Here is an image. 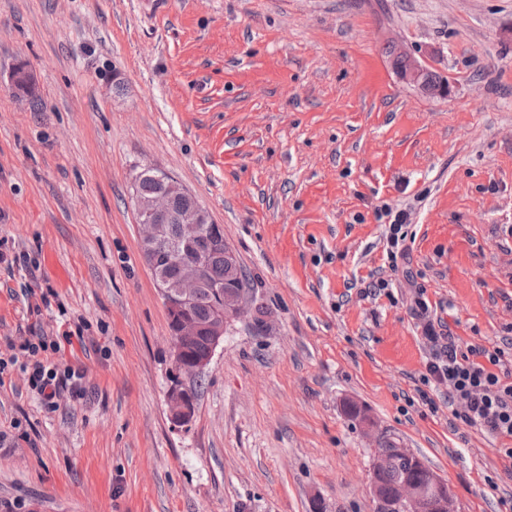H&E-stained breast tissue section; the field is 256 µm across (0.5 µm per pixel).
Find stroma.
Listing matches in <instances>:
<instances>
[{"label":"stroma","instance_id":"35a3bbf8","mask_svg":"<svg viewBox=\"0 0 512 512\" xmlns=\"http://www.w3.org/2000/svg\"><path fill=\"white\" fill-rule=\"evenodd\" d=\"M392 41L449 94L400 79ZM21 66L41 111L12 89ZM147 167L250 283L179 430L132 199ZM384 207L412 241L394 269ZM510 225L512 0H0V252L36 266L0 264V358L79 330L43 358L88 368L50 408L19 366L0 375V512H374L383 436L459 512H512L499 441L417 401L412 311L419 287L463 342L511 336ZM381 278L391 297H365Z\"/></svg>","mask_w":512,"mask_h":512}]
</instances>
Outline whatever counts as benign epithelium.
Here are the masks:
<instances>
[{"label": "benign epithelium", "mask_w": 512, "mask_h": 512, "mask_svg": "<svg viewBox=\"0 0 512 512\" xmlns=\"http://www.w3.org/2000/svg\"><path fill=\"white\" fill-rule=\"evenodd\" d=\"M403 81L418 87L431 98H442L447 94L446 86L434 83L428 75V68L413 56L410 57ZM13 85L19 94L28 96L33 92L30 75L23 67L16 71ZM143 174L160 181L162 188L148 197L133 196L142 252L149 253L156 241L162 237V221L173 218L180 225V237L170 256V261L175 262L181 249L202 246L205 224L209 223L207 213L175 178L153 168L144 169ZM176 197L186 200L185 207L178 213L172 211V201ZM203 267L204 258L201 257L194 264L180 266L179 275L172 279L164 276L157 265L149 264L167 314L175 323L174 355L171 382L167 391V408L171 425L178 429L190 426L195 418L196 401L190 393L192 383L206 373L217 347L224 340V333L228 327L248 312L243 300L227 298L224 289H214L215 313L208 327L211 349L203 357L187 358L179 346V340L197 336L203 330V326L189 314L200 289L206 287L202 277ZM386 468L387 464L381 452H375L370 493L376 501V512H426V492L414 484L408 486V491L403 493L398 502L392 503L387 499L382 493L380 481V476ZM432 490L435 512H457L453 493L447 482L437 474L432 478Z\"/></svg>", "instance_id": "obj_1"}]
</instances>
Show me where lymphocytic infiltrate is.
Wrapping results in <instances>:
<instances>
[{
	"label": "lymphocytic infiltrate",
	"instance_id": "f902f5d3",
	"mask_svg": "<svg viewBox=\"0 0 512 512\" xmlns=\"http://www.w3.org/2000/svg\"><path fill=\"white\" fill-rule=\"evenodd\" d=\"M414 314L420 322L427 348L423 385L419 397L431 413L439 406L432 393L440 386L448 388V406L453 415L471 427L486 431L503 442L502 454L512 459V348L483 345L461 346L458 336L438 315L424 289L415 291ZM20 348L27 361L23 371L28 384L44 405H53L63 385L80 390L83 375L73 368L57 370L40 360L42 351L59 350L60 344L49 336L24 339Z\"/></svg>",
	"mask_w": 512,
	"mask_h": 512
}]
</instances>
